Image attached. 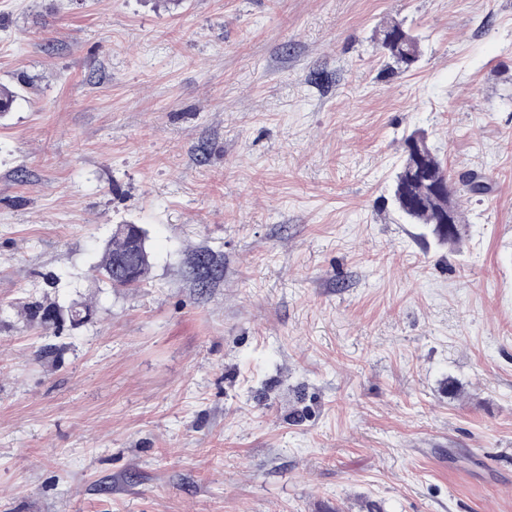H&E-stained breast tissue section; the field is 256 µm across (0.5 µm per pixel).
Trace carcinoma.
<instances>
[{
    "mask_svg": "<svg viewBox=\"0 0 512 512\" xmlns=\"http://www.w3.org/2000/svg\"><path fill=\"white\" fill-rule=\"evenodd\" d=\"M381 53L393 67L406 70L422 55L419 37L403 22L392 20L374 33ZM403 161L393 185V203L409 224L425 226L439 246H455L466 236L467 224L458 203V187L474 196L492 192L490 180L474 171L452 177L430 143L423 128H415L402 138ZM135 268L137 278L131 283L117 272L119 264ZM204 264L215 271L205 284L211 288L220 278L223 265L220 256L211 250H198L190 255L189 265ZM153 256L146 244L131 249V235L114 232L103 248L96 271L115 287L138 288L151 278Z\"/></svg>",
    "mask_w": 512,
    "mask_h": 512,
    "instance_id": "obj_1",
    "label": "carcinoma"
}]
</instances>
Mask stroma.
Here are the masks:
<instances>
[{"label": "stroma", "instance_id": "obj_1", "mask_svg": "<svg viewBox=\"0 0 512 512\" xmlns=\"http://www.w3.org/2000/svg\"><path fill=\"white\" fill-rule=\"evenodd\" d=\"M0 84V512H512V0H0ZM417 127L493 183L460 245L391 203ZM381 53L393 68L406 70L416 64L422 55L419 37L402 21L391 20L374 33ZM141 234L142 245L137 251L131 249L130 234L114 232L106 241L100 261L95 268L111 286L138 288L151 278L153 256L148 243L145 244V233L142 229ZM120 263L135 268L137 278L134 283H130L118 274L117 268ZM200 264H205L207 267L213 269L216 273L210 278L205 285H200L196 275L195 280L198 288H212L220 278V271H222L223 265L220 256L211 250H198L190 255L189 265L192 266L193 271Z\"/></svg>", "mask_w": 512, "mask_h": 512}]
</instances>
